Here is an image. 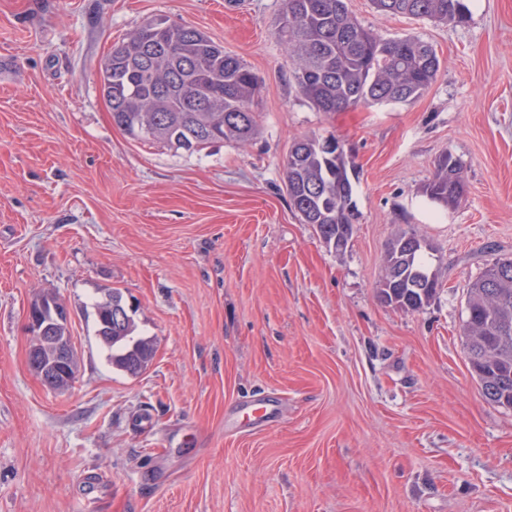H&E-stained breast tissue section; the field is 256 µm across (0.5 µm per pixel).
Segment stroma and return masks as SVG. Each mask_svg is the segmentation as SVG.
<instances>
[{"label":"stroma","instance_id":"stroma-1","mask_svg":"<svg viewBox=\"0 0 512 512\" xmlns=\"http://www.w3.org/2000/svg\"><path fill=\"white\" fill-rule=\"evenodd\" d=\"M467 6L446 25L348 0L441 68L414 102L329 114L292 77L282 0H0V512H512V408L482 396L462 340L469 283L512 257V0ZM156 15L260 78L255 140L177 153L113 124L98 62ZM311 134L355 162L341 252L282 180ZM446 152L467 185L452 209L423 193ZM403 232L441 284L417 312L378 296ZM111 290L156 341L136 377L94 332ZM43 292L79 357L64 393L28 364Z\"/></svg>","mask_w":512,"mask_h":512}]
</instances>
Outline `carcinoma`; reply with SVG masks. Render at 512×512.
Returning <instances> with one entry per match:
<instances>
[{"label":"carcinoma","instance_id":"cac0c4a2","mask_svg":"<svg viewBox=\"0 0 512 512\" xmlns=\"http://www.w3.org/2000/svg\"><path fill=\"white\" fill-rule=\"evenodd\" d=\"M376 12L450 24L464 20V0H371ZM277 37L294 62L293 78L302 95L321 112L361 105L410 103L434 83L440 59L429 43L415 37L385 39L352 16L347 0H282ZM101 91L113 124L130 138L175 152H195L216 143L245 145L259 133L252 106L257 75L202 31L164 17L145 20L136 34L111 47L99 63ZM353 162L336 154L315 135L292 143L282 162L283 180L293 208L305 224L319 225L327 246L358 220L357 210L339 207L352 197ZM461 160L443 155L424 195L445 208L465 197ZM414 232L395 236L387 253L399 260L396 280L379 289L381 299L407 312L437 294L418 284L435 276L423 261L427 244L413 249ZM95 333L109 351L113 368L136 376L152 362L154 339L135 335L130 315L107 328L103 301L94 304ZM463 343L483 396L512 408V258L485 267L466 293ZM43 368L57 371V356L33 342Z\"/></svg>","mask_w":512,"mask_h":512}]
</instances>
